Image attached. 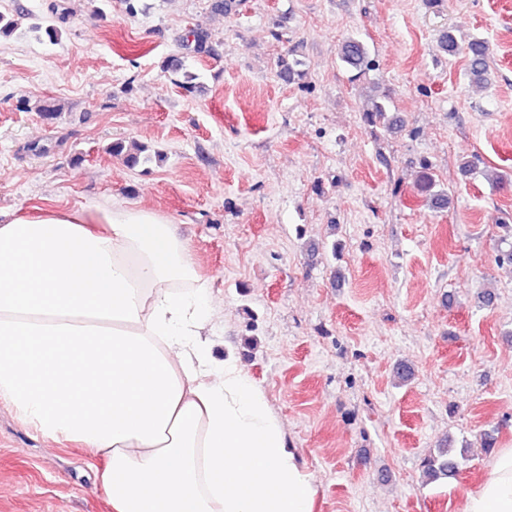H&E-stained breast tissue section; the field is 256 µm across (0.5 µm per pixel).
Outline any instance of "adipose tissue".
<instances>
[{
	"mask_svg": "<svg viewBox=\"0 0 512 512\" xmlns=\"http://www.w3.org/2000/svg\"><path fill=\"white\" fill-rule=\"evenodd\" d=\"M175 224L136 207L0 222V404L106 459L112 512H312L313 482L231 352ZM464 512H512V448Z\"/></svg>",
	"mask_w": 512,
	"mask_h": 512,
	"instance_id": "ef3b65f1",
	"label": "adipose tissue"
}]
</instances>
